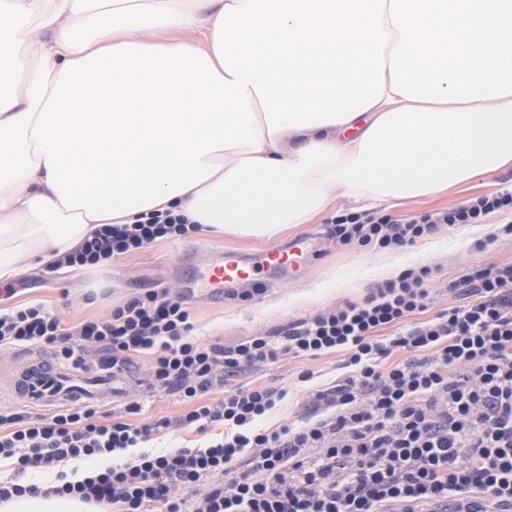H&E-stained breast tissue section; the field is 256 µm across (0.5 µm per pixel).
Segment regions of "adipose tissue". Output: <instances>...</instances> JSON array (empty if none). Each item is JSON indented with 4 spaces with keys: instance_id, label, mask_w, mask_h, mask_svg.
Returning <instances> with one entry per match:
<instances>
[{
    "instance_id": "adipose-tissue-1",
    "label": "adipose tissue",
    "mask_w": 512,
    "mask_h": 512,
    "mask_svg": "<svg viewBox=\"0 0 512 512\" xmlns=\"http://www.w3.org/2000/svg\"><path fill=\"white\" fill-rule=\"evenodd\" d=\"M510 163L512 0H0V283L143 214L272 239Z\"/></svg>"
}]
</instances>
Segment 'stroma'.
<instances>
[{"instance_id":"obj_1","label":"stroma","mask_w":512,"mask_h":512,"mask_svg":"<svg viewBox=\"0 0 512 512\" xmlns=\"http://www.w3.org/2000/svg\"><path fill=\"white\" fill-rule=\"evenodd\" d=\"M508 190H512V164L450 192L394 201L383 205L382 210L410 216L445 210L480 195ZM333 217V212H326L311 223L288 227L277 238L278 243L284 244L296 236L316 235L319 256L304 276L266 290L247 302L228 299L218 303L207 290H196L188 302L196 338L204 343L232 346L248 336L272 334L320 310L362 302L380 281L419 266L433 270L432 303L427 310L432 316L441 309L463 304V295L449 294V282L461 280L474 268L512 265V236L501 232L503 225L512 224V213L507 211L491 214L481 224L441 226L431 237L391 251L341 246L329 240L326 230ZM265 246L262 240L229 235L211 237L198 232L176 242H157L105 267H62L53 271L34 267L12 281L15 293L0 301V307L41 304L67 324L86 318L101 319L110 314L113 305L151 289L167 288L173 294H181L186 286L181 268V254L185 250H192L194 263L204 267L219 259L225 250H260ZM303 370L313 372L311 383L299 382L298 374ZM130 373L127 393L139 398L144 416L172 418L183 413L184 406L175 396L150 389L141 366H134ZM347 373L343 354L331 353L315 360L283 358L247 372L241 381L272 384L287 390V398L277 403L262 421L263 426L275 427L305 413L309 388L331 387Z\"/></svg>"}]
</instances>
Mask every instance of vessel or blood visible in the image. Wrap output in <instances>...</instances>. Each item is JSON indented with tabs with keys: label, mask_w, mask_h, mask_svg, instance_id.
Masks as SVG:
<instances>
[{
	"label": "vessel or blood",
	"mask_w": 512,
	"mask_h": 512,
	"mask_svg": "<svg viewBox=\"0 0 512 512\" xmlns=\"http://www.w3.org/2000/svg\"><path fill=\"white\" fill-rule=\"evenodd\" d=\"M312 238L306 236L289 240L286 246H271L257 253L225 251L215 265L201 269L189 264L185 277L201 284L214 301H223L228 291L262 275L264 286L295 278L317 258ZM18 402L41 408L58 404H100L122 394L120 378L98 371L91 366L64 368L54 362L27 358L18 361L5 379Z\"/></svg>",
	"instance_id": "1"
}]
</instances>
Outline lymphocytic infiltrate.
<instances>
[{
  "instance_id": "obj_1",
  "label": "lymphocytic infiltrate",
  "mask_w": 512,
  "mask_h": 512,
  "mask_svg": "<svg viewBox=\"0 0 512 512\" xmlns=\"http://www.w3.org/2000/svg\"><path fill=\"white\" fill-rule=\"evenodd\" d=\"M507 210L511 192L410 217L343 214L328 236L388 250ZM193 230L168 213L105 224L66 264L106 266ZM431 274L427 266L404 270L361 303L289 324L280 340L259 334L231 347L196 339L188 307L166 288L70 327L41 305L0 311L1 351L49 346L73 364L115 374L144 357L152 389L185 406L177 419L154 421L142 419L135 399L0 413V462L8 464L0 502L74 494L101 512H512V265L450 283L468 303L417 322L414 314L432 302ZM336 352L349 375L316 391L307 415L261 427L287 392L239 383L240 374L283 355ZM215 391L219 399L208 402ZM176 430L200 435V445L150 449L153 436ZM89 457L103 467L67 481L65 467ZM33 472L54 480L27 481Z\"/></svg>"
}]
</instances>
